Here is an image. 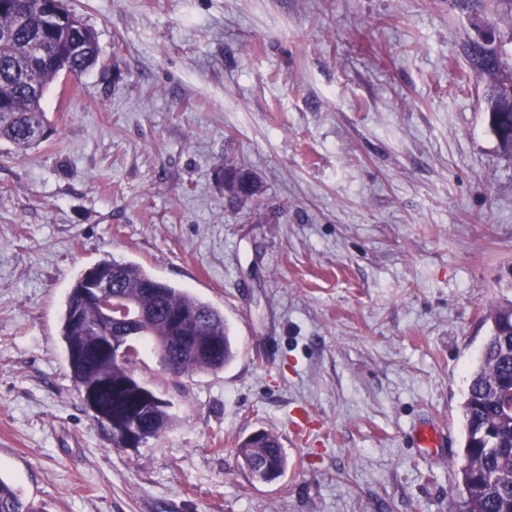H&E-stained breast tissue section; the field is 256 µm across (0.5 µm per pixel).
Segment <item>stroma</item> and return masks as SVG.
Listing matches in <instances>:
<instances>
[{
  "label": "stroma",
  "instance_id": "stroma-1",
  "mask_svg": "<svg viewBox=\"0 0 512 512\" xmlns=\"http://www.w3.org/2000/svg\"><path fill=\"white\" fill-rule=\"evenodd\" d=\"M66 4L99 62L51 86L38 147L0 144V479L48 512H456L484 315L512 298V159L465 49L490 15L512 56V0ZM109 258L211 302L238 349L179 377L141 348L176 423L134 449L59 336ZM257 431L288 459L268 483L236 453Z\"/></svg>",
  "mask_w": 512,
  "mask_h": 512
}]
</instances>
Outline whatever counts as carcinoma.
Wrapping results in <instances>:
<instances>
[{
  "label": "carcinoma",
  "instance_id": "carcinoma-1",
  "mask_svg": "<svg viewBox=\"0 0 512 512\" xmlns=\"http://www.w3.org/2000/svg\"><path fill=\"white\" fill-rule=\"evenodd\" d=\"M10 39H3V34ZM49 43L48 58L30 55L27 45L36 39ZM470 69L486 81L483 99L490 131L501 151L512 157V65L496 48L478 41L467 52ZM99 60L97 36L92 28L50 18L47 0H6L0 4V143L17 154L37 146L46 130L42 102L61 75L80 78ZM97 266L113 272L117 297L144 308L142 335L131 340L102 316L99 306L84 297L85 273L69 290L59 335L71 378L81 392H97L99 415L116 414L127 405L140 407L144 416L142 439L157 440L175 425L169 403L135 378L132 366L145 343L167 361L173 375L224 368L236 356L224 314L186 288L155 277L136 262L102 260ZM486 320L489 336L473 370L462 403L464 446L461 473V512H512V300L490 306ZM110 336L129 346L128 355H85L83 351ZM252 478L266 468L279 478L287 464L277 436L264 432L257 440L245 438L236 448ZM0 512H46L43 505L26 500L0 479Z\"/></svg>",
  "mask_w": 512,
  "mask_h": 512
}]
</instances>
